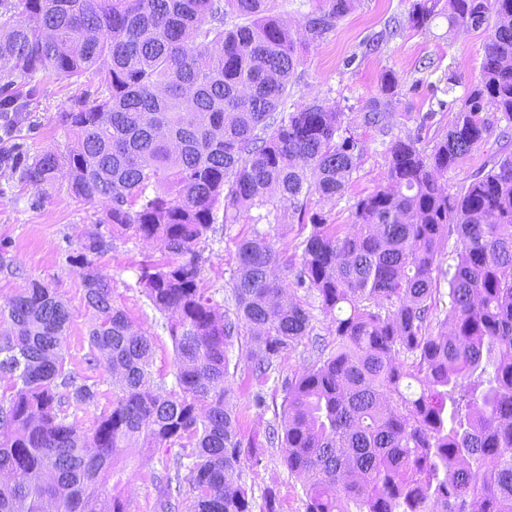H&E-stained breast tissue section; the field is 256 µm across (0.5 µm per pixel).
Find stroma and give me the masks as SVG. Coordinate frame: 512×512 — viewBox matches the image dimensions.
I'll list each match as a JSON object with an SVG mask.
<instances>
[{
  "mask_svg": "<svg viewBox=\"0 0 512 512\" xmlns=\"http://www.w3.org/2000/svg\"><path fill=\"white\" fill-rule=\"evenodd\" d=\"M412 0H355L352 10L335 21L321 37L310 41L304 25L317 8L316 0H275L274 10L302 41L301 64L293 80L287 111L314 98L326 100L342 112L345 126L362 141L364 151L344 196L313 197L311 208L327 223L352 221L358 198L377 190L387 170V150L397 137L416 141L419 149L431 151L444 138L457 109L476 81L487 42L486 28L449 29L447 0H440L438 18L428 29L408 27ZM402 27L400 36L387 38V31ZM395 77L392 106L383 126L366 124L368 100L377 96L387 77ZM98 82L94 74L60 79L40 72L21 88L19 123L15 141L33 153L52 145L66 151L74 136L61 122L64 112L80 100L95 98ZM498 135L478 143L454 170L440 177L444 187L469 183L479 171L489 170L501 155ZM101 232L107 248L96 258L101 272L111 279L115 306L124 311L135 327L153 338V370L172 374L174 344L166 328L167 318L156 310L138 285L141 265L159 260L163 247L157 241H142L131 233L113 234L104 222V210L74 199L66 180H59L48 194H39L19 182L9 169L0 168V241L10 244L25 270L24 278H0V303L25 287L27 281H44L55 288L72 312L67 330L66 361L71 370L97 385L98 404L71 409L70 422L79 433H89L103 406L112 400L118 382L104 369H88L84 358L89 350L88 331L92 314L83 301L80 271L70 256L80 239ZM245 223L228 225L204 243L209 261L202 286L224 306L231 305L230 277L237 267V245L248 236ZM246 342L235 343L229 352L234 369L227 402L240 416L239 437L245 449L261 459L256 467L234 472L231 480L245 484L251 492L253 512H263L265 496L274 493L277 512H305L303 483L291 476L280 449L267 447L265 434L280 410L285 393L281 383L258 385L252 379ZM262 392L265 408L249 407L248 398ZM161 453L132 451L124 460V496L128 512H155L157 490L152 474L161 467Z\"/></svg>",
  "mask_w": 512,
  "mask_h": 512,
  "instance_id": "1",
  "label": "stroma"
}]
</instances>
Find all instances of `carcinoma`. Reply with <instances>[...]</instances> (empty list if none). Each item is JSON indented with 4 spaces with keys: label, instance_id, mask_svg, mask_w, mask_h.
Masks as SVG:
<instances>
[{
    "label": "carcinoma",
    "instance_id": "carcinoma-1",
    "mask_svg": "<svg viewBox=\"0 0 512 512\" xmlns=\"http://www.w3.org/2000/svg\"><path fill=\"white\" fill-rule=\"evenodd\" d=\"M416 0L411 27L437 16ZM352 0H318L309 38L322 36ZM232 14L238 22L226 25ZM491 28L478 81L446 137L425 154L411 139L388 148L384 185L358 199L352 224H327L308 199L343 196L359 141L341 136V113L314 99L282 114L300 64L271 0H0V120L17 119L14 79L92 71L106 95L64 113L67 154L45 146L0 163L41 194L66 173L86 204L105 205L112 231L164 245L138 283L169 315L174 382L154 377L152 336L113 305L94 256L99 234L79 242L89 329L86 361L120 391L91 435L68 421L97 390L67 369L71 310L50 284L30 280L0 304V512H127L122 460L163 449L159 512H252L246 486L228 476L260 458L244 453L226 402L228 351L246 336L266 383L278 359L307 340L311 360L282 382L267 443L303 480L305 512H512V152L455 191L438 176L512 122V0H448L449 28ZM395 78L367 104L386 119ZM242 218L233 308L199 287V244ZM259 214L252 215V210ZM299 224L294 245L260 224ZM455 238L448 260L441 246ZM23 266L0 244V275ZM318 300H280L283 282ZM179 445L171 452L173 445Z\"/></svg>",
    "mask_w": 512,
    "mask_h": 512
}]
</instances>
